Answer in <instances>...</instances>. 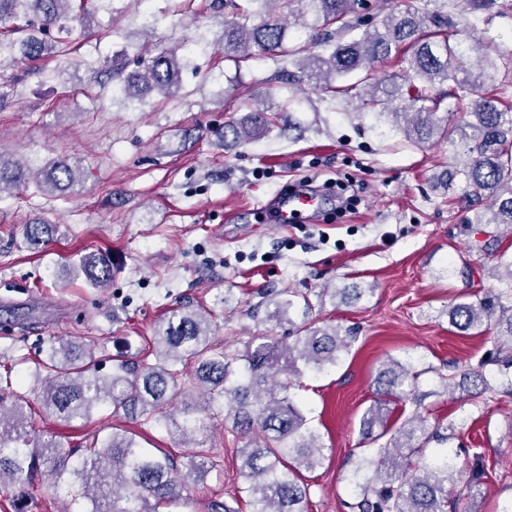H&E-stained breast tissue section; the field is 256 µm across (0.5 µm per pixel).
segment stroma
<instances>
[{
    "mask_svg": "<svg viewBox=\"0 0 512 512\" xmlns=\"http://www.w3.org/2000/svg\"><path fill=\"white\" fill-rule=\"evenodd\" d=\"M205 0H88L93 35L73 30L74 65L61 70L51 57L32 69L13 53L0 55V151L37 162L68 159L80 179L61 197L35 183L0 198V365L27 394L36 433L106 436L113 428L135 433L145 448H160L177 463L193 450L164 429L140 426L95 407L89 421L66 426L42 410L43 386L33 379L40 349L50 338L95 342L108 353L137 354L162 317L190 299L214 316L215 339L229 356L259 337L287 335L308 320L356 326L359 338L339 363L301 376L290 394L325 446L321 467L302 474L310 487L308 512H349L350 453L360 442V420L377 398L374 376L387 360L423 369L422 403L406 401V415L454 424L448 441L459 462L482 456L486 479L460 495L458 512H494L512 497V367L490 335L451 331L448 307L459 296L503 285L493 274L497 253L475 249L480 225L462 179L448 174L463 157L457 145L421 148L386 124L355 112L357 96L338 105L304 83L290 125L260 139L224 147L218 133L242 117L236 102L284 104L289 88L279 74L291 60L260 53L234 68L223 63L224 96L203 82L217 56L194 57L182 73V93L164 100L152 93L129 105L98 82L99 63L113 52H135L143 41L174 43L224 30V17ZM458 39L493 55L512 53V0L473 18ZM343 181L360 199L339 210L326 197L318 215L277 227L257 223L253 211L289 190ZM54 224L56 237L28 248L23 225ZM111 249L112 280L89 287L70 265L77 255ZM358 286L357 304L333 300L329 289ZM307 296L311 309H291L275 324L251 311L272 289ZM484 367L494 392L475 399L459 384ZM454 384L443 387L442 374ZM202 439L210 447L203 479L191 485L188 507L208 512L211 498L235 512H250L236 456L242 441L223 417ZM65 481L36 477L0 488V512H63L74 507Z\"/></svg>",
    "mask_w": 512,
    "mask_h": 512,
    "instance_id": "35a3bbf8",
    "label": "stroma"
}]
</instances>
